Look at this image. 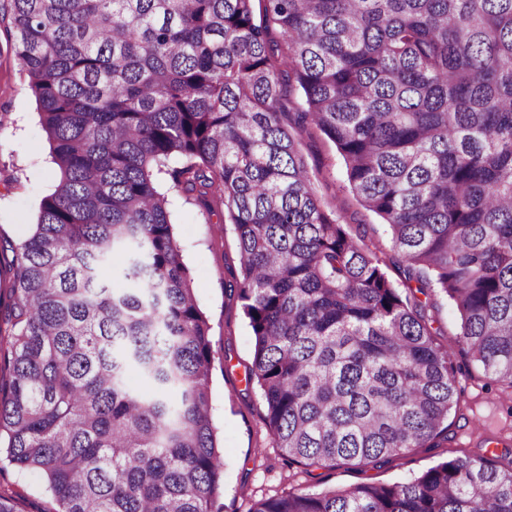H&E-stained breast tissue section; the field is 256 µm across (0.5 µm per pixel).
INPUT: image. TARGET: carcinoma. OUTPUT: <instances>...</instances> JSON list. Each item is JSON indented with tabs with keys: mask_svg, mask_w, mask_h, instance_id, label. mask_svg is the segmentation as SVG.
<instances>
[{
	"mask_svg": "<svg viewBox=\"0 0 512 512\" xmlns=\"http://www.w3.org/2000/svg\"><path fill=\"white\" fill-rule=\"evenodd\" d=\"M11 3L60 179L9 244L0 449L42 473L56 512H221L209 326L163 171L234 227L248 380L288 464H385L443 435L458 352L512 389V0ZM290 75L303 107L286 123ZM311 128L387 225L402 284L325 208L300 149ZM414 287L452 302L448 346ZM251 512H512V459Z\"/></svg>",
	"mask_w": 512,
	"mask_h": 512,
	"instance_id": "cac0c4a2",
	"label": "carcinoma"
}]
</instances>
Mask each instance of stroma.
I'll return each mask as SVG.
<instances>
[{
    "label": "stroma",
    "instance_id": "1",
    "mask_svg": "<svg viewBox=\"0 0 512 512\" xmlns=\"http://www.w3.org/2000/svg\"><path fill=\"white\" fill-rule=\"evenodd\" d=\"M15 38L11 0H0L1 295L8 291L12 278L6 248L26 236L36 221L41 199L53 191L57 181L36 101L14 52ZM301 148L327 209L335 211L353 237L363 239L386 261V272L393 281H400L399 262L388 248L386 227L349 191L343 160L333 143L312 129L304 134ZM157 184L168 196L174 234L209 326L211 415L224 456L223 512H251L257 501L294 488L320 491L402 482L451 457L492 447L504 452V439H512V392L491 382L478 364L459 356L455 362L460 368V407L448 417L447 436L377 466L284 464L265 421L261 391L246 381L253 366L254 339L237 296L241 254L236 233L225 223L222 211L205 215L196 201L172 189L168 176L158 175ZM415 299L425 305L439 343L455 336L457 314L446 296L419 293ZM0 489L13 495L17 512H54L56 508L40 474L5 462L0 463Z\"/></svg>",
    "mask_w": 512,
    "mask_h": 512
}]
</instances>
